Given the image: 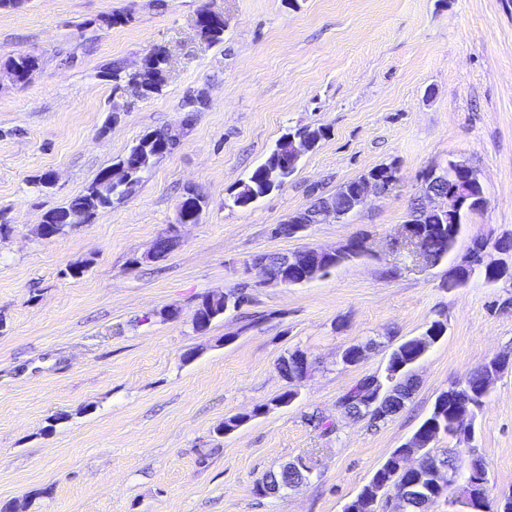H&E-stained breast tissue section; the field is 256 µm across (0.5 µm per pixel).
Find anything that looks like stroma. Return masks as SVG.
<instances>
[{
  "label": "stroma",
  "instance_id": "stroma-1",
  "mask_svg": "<svg viewBox=\"0 0 512 512\" xmlns=\"http://www.w3.org/2000/svg\"><path fill=\"white\" fill-rule=\"evenodd\" d=\"M204 8L223 14V42L197 34ZM116 12L131 21L106 27ZM157 44L171 53L162 92L116 91L113 65L133 67ZM18 51L41 65L23 85L0 76V512H342L438 393L512 352V278L448 285L474 239L512 238V0H27L0 9V57ZM200 90L208 104L182 126ZM321 126L326 138L285 186L232 204L285 133ZM162 128L180 129L179 147L124 199L38 235L48 211ZM456 157L479 171L487 203L429 266L399 226L421 174ZM381 164L398 181L350 221L273 235ZM48 173L53 186L38 187ZM190 193L206 201L201 218L174 227ZM173 229L178 247L148 259ZM356 236L367 256L306 284L262 285L241 265ZM79 262L85 271L71 275ZM242 287L247 306L193 330L202 295ZM171 304L180 318L159 319ZM436 320L446 333L417 365L406 408L374 425L343 417L338 399ZM353 344L364 357L342 365ZM294 349L313 369L277 406L289 386L278 360ZM236 415L243 424L221 434ZM468 445L493 494L512 491V368ZM299 458L314 465L311 480L256 494L264 474Z\"/></svg>",
  "mask_w": 512,
  "mask_h": 512
}]
</instances>
